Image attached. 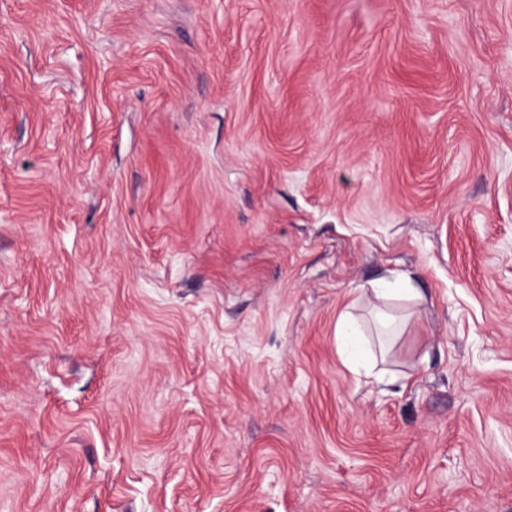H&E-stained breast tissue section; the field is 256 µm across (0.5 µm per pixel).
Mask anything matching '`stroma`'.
Listing matches in <instances>:
<instances>
[{
  "instance_id": "obj_1",
  "label": "stroma",
  "mask_w": 512,
  "mask_h": 512,
  "mask_svg": "<svg viewBox=\"0 0 512 512\" xmlns=\"http://www.w3.org/2000/svg\"><path fill=\"white\" fill-rule=\"evenodd\" d=\"M0 512H512V0H0ZM377 298L396 301H410L421 298L416 288H408L406 285L383 283L378 288H372ZM359 336L353 323L342 315L336 325V342L341 358L352 371L360 373L363 369L367 377L375 376L379 379L380 376L372 373V364L363 353Z\"/></svg>"
}]
</instances>
